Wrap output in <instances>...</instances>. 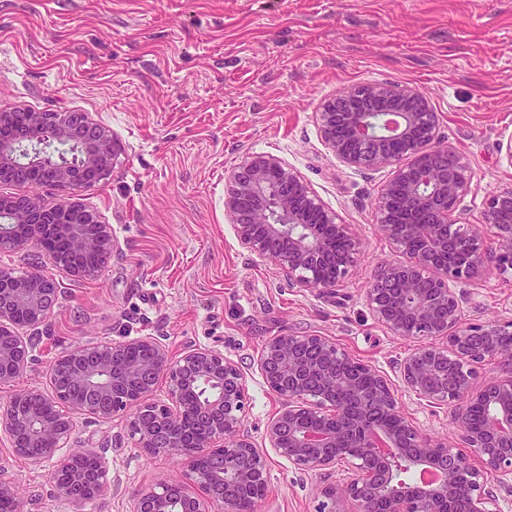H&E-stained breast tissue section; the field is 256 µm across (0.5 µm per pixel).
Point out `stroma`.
<instances>
[{"mask_svg": "<svg viewBox=\"0 0 512 512\" xmlns=\"http://www.w3.org/2000/svg\"><path fill=\"white\" fill-rule=\"evenodd\" d=\"M366 82L428 97L441 142L470 162L471 216L512 184V0H0V109L84 112L122 144L112 173L76 197L111 225L112 259L87 280L48 268L63 294L32 368L0 387V402L15 387L49 390L52 359L87 343L149 335L175 354L215 349L247 377V427L269 469L260 512H315L346 470L301 471L265 447L281 407L256 368L266 341L331 337L396 386L417 345L365 304L375 268L399 258L375 222L390 171L340 164L316 122L324 100ZM256 153L296 168L354 226L362 249L335 292L288 287L238 243L226 173ZM462 291L467 322L512 320V277L483 271ZM399 400L426 436L455 442L448 407ZM71 447L111 459V483L87 512H130L132 491L182 475L179 457L142 453L122 418L78 420ZM1 461L28 512H70L50 491L51 463L0 441Z\"/></svg>", "mask_w": 512, "mask_h": 512, "instance_id": "stroma-1", "label": "stroma"}]
</instances>
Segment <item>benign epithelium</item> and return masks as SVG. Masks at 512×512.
<instances>
[{
	"label": "benign epithelium",
	"mask_w": 512,
	"mask_h": 512,
	"mask_svg": "<svg viewBox=\"0 0 512 512\" xmlns=\"http://www.w3.org/2000/svg\"><path fill=\"white\" fill-rule=\"evenodd\" d=\"M336 159L355 170L392 168L375 221L403 260L378 266L366 292L373 318L401 338L423 343L400 367L406 391L451 410L458 442L424 435L403 412L392 383L328 336L270 337L257 368L283 407L263 439L302 471L347 466L341 485L323 490L330 512H493L494 483L512 476V321L463 322L459 285L483 270L512 276V184L486 198L473 223L460 207L471 184L468 159L438 140L439 119L411 85L362 83L325 100L316 113ZM78 144L77 162L50 147ZM38 146L51 162L44 180L66 197L110 174L119 142L83 112L0 110V182L38 186L20 161ZM224 209L241 246L275 266L292 288L335 290L361 249L353 225L327 208L305 178L279 159L253 154L227 175ZM496 229L488 247L484 227ZM91 252L78 266L56 248ZM35 249L29 270L0 268V385L10 386L34 360V337L47 325L60 284L95 276L112 256V225L66 199L48 204L38 191L0 195V251ZM497 376L475 387L477 369ZM48 377L70 388H24L0 403V436L16 457L51 462L55 495L80 508L87 491L104 493L106 452L62 453L83 415L98 421L126 413L140 450L181 457L183 478L131 496V512H259L269 484L266 461L245 429L246 376L224 354L189 347L177 355L153 336L90 343L59 353ZM167 399L152 400L159 381ZM207 393H202L203 389ZM25 512L16 477L0 468V501Z\"/></svg>",
	"instance_id": "benign-epithelium-1"
}]
</instances>
